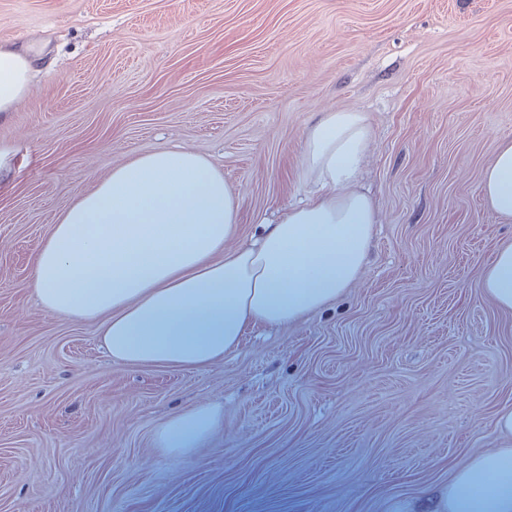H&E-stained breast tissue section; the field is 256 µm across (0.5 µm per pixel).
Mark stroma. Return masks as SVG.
I'll list each match as a JSON object with an SVG mask.
<instances>
[{"mask_svg":"<svg viewBox=\"0 0 512 512\" xmlns=\"http://www.w3.org/2000/svg\"><path fill=\"white\" fill-rule=\"evenodd\" d=\"M43 52L0 114V512H429L512 407V312L481 280L512 222L479 193L512 139V0H0ZM368 113V264L301 322L199 367L113 360L32 262L114 166L182 147L239 198L235 248L311 189L318 113ZM224 418L189 453L176 413ZM221 421L222 414L218 407L196 408L171 417L160 436L170 451L183 453L191 448L188 445L203 442Z\"/></svg>","mask_w":512,"mask_h":512,"instance_id":"obj_1","label":"stroma"}]
</instances>
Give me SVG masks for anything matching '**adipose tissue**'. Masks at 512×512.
Wrapping results in <instances>:
<instances>
[{"instance_id": "obj_1", "label": "adipose tissue", "mask_w": 512, "mask_h": 512, "mask_svg": "<svg viewBox=\"0 0 512 512\" xmlns=\"http://www.w3.org/2000/svg\"><path fill=\"white\" fill-rule=\"evenodd\" d=\"M37 61L0 46V113L27 95ZM371 137L368 113H320L305 134L301 175L321 193L231 251L224 243L236 233L238 196L223 174L190 150L136 156L60 213L34 257L30 286L48 312L100 321L114 360H221L250 326L298 321L358 279L378 222L357 181ZM479 191L512 220L511 140L499 145ZM482 286L498 308L512 311V243L496 252ZM221 421L219 408H196L171 417L160 436L183 453ZM432 512H512V448L456 468Z\"/></svg>"}]
</instances>
